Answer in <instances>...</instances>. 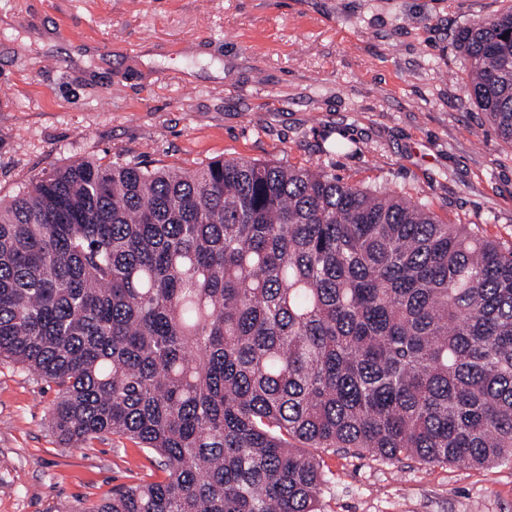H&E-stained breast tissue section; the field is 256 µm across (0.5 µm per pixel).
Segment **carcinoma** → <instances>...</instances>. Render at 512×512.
<instances>
[{
	"label": "carcinoma",
	"mask_w": 512,
	"mask_h": 512,
	"mask_svg": "<svg viewBox=\"0 0 512 512\" xmlns=\"http://www.w3.org/2000/svg\"><path fill=\"white\" fill-rule=\"evenodd\" d=\"M457 44L512 143V9ZM0 359L62 444L161 458L87 512H321L310 448L512 463V248L306 165L78 158L0 199Z\"/></svg>",
	"instance_id": "obj_1"
}]
</instances>
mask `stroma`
I'll return each instance as SVG.
<instances>
[{
    "label": "stroma",
    "instance_id": "1",
    "mask_svg": "<svg viewBox=\"0 0 512 512\" xmlns=\"http://www.w3.org/2000/svg\"><path fill=\"white\" fill-rule=\"evenodd\" d=\"M512 0H0V199L79 157L321 167L512 246V144L455 36ZM342 141L348 151L328 153ZM55 389L0 361V512H81L158 479L116 435L68 448ZM324 512H512V465L318 448Z\"/></svg>",
    "mask_w": 512,
    "mask_h": 512
}]
</instances>
